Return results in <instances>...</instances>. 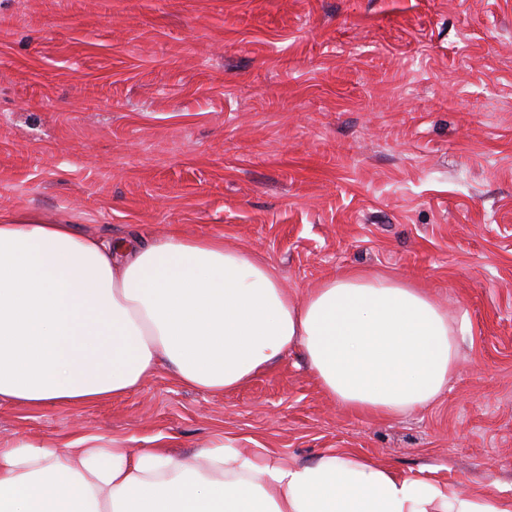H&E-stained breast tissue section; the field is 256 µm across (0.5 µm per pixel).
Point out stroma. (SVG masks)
<instances>
[{"label":"stroma","instance_id":"obj_1","mask_svg":"<svg viewBox=\"0 0 512 512\" xmlns=\"http://www.w3.org/2000/svg\"><path fill=\"white\" fill-rule=\"evenodd\" d=\"M0 212L220 235L295 297L361 269L469 320L447 389L403 418L343 408L294 350L232 393L163 369L107 403H2L1 447L184 456L224 432L512 495V0H0Z\"/></svg>","mask_w":512,"mask_h":512}]
</instances>
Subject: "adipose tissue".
Masks as SVG:
<instances>
[{"label": "adipose tissue", "instance_id": "1", "mask_svg": "<svg viewBox=\"0 0 512 512\" xmlns=\"http://www.w3.org/2000/svg\"><path fill=\"white\" fill-rule=\"evenodd\" d=\"M467 326L423 289L357 269L296 298L220 236L111 242L0 215V403L108 402L162 367L223 394L298 349L338 404L400 417L447 389ZM0 512H512V496L464 497L354 452L289 461L239 435L177 457L87 434L0 448Z\"/></svg>", "mask_w": 512, "mask_h": 512}]
</instances>
